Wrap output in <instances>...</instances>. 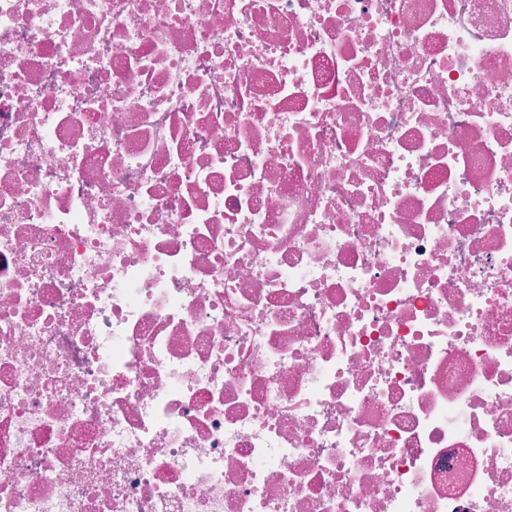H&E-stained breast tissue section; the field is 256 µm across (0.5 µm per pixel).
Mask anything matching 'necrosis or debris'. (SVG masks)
<instances>
[{
  "mask_svg": "<svg viewBox=\"0 0 512 512\" xmlns=\"http://www.w3.org/2000/svg\"><path fill=\"white\" fill-rule=\"evenodd\" d=\"M0 512H512V0H0Z\"/></svg>",
  "mask_w": 512,
  "mask_h": 512,
  "instance_id": "necrosis-or-debris-1",
  "label": "necrosis or debris"
}]
</instances>
